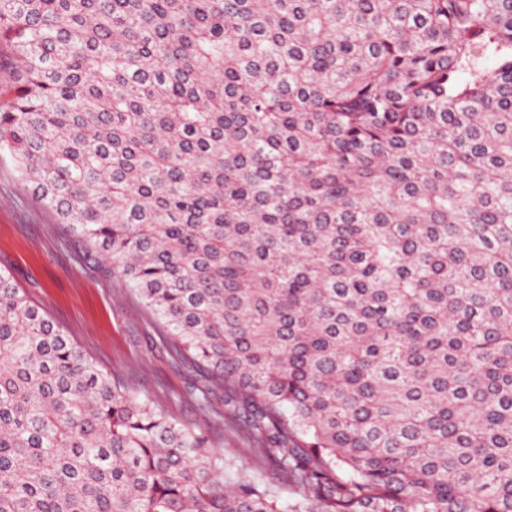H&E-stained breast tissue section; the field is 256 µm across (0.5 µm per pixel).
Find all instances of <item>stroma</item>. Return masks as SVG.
<instances>
[{
	"mask_svg": "<svg viewBox=\"0 0 512 512\" xmlns=\"http://www.w3.org/2000/svg\"><path fill=\"white\" fill-rule=\"evenodd\" d=\"M84 254L68 225L58 223L21 180L9 156H0V269L103 369L117 373L137 392L151 395L177 420L201 423L188 391L192 374L159 343L149 314L135 296ZM224 456L237 468L280 487L271 464L255 453L237 424L224 425ZM294 500L301 493L280 487Z\"/></svg>",
	"mask_w": 512,
	"mask_h": 512,
	"instance_id": "obj_1",
	"label": "stroma"
}]
</instances>
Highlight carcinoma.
<instances>
[{
	"label": "carcinoma",
	"mask_w": 512,
	"mask_h": 512,
	"mask_svg": "<svg viewBox=\"0 0 512 512\" xmlns=\"http://www.w3.org/2000/svg\"><path fill=\"white\" fill-rule=\"evenodd\" d=\"M1 49L0 151L215 420L0 270V512H512V0H0ZM224 457L232 460L236 468L246 469L255 476L261 475L263 480L281 492L283 497H288L289 500L301 497V492L297 489L279 484L271 464L257 456L252 445L235 423H224Z\"/></svg>",
	"instance_id": "carcinoma-1"
}]
</instances>
